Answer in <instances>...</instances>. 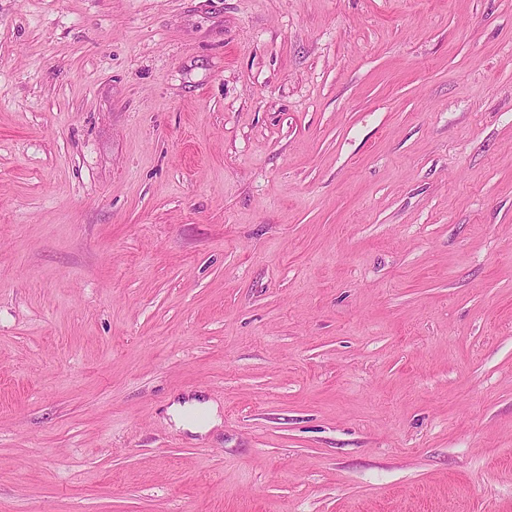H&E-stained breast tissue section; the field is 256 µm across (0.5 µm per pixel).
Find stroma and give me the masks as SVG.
Segmentation results:
<instances>
[{
	"label": "stroma",
	"mask_w": 512,
	"mask_h": 512,
	"mask_svg": "<svg viewBox=\"0 0 512 512\" xmlns=\"http://www.w3.org/2000/svg\"><path fill=\"white\" fill-rule=\"evenodd\" d=\"M0 512H512V0H0ZM201 410V414L204 416L201 420H195V416L190 414V411ZM174 419L177 423L181 421L189 425L190 429L194 428L196 431H203L210 427L215 421L214 413L207 409L205 406L200 404H184L183 407L178 406L173 410ZM192 427V428H191Z\"/></svg>",
	"instance_id": "obj_1"
}]
</instances>
